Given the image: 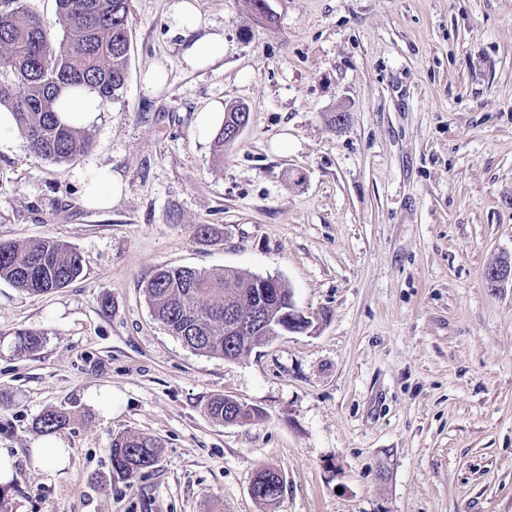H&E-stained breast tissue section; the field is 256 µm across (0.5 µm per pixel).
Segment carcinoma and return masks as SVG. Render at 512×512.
Returning a JSON list of instances; mask_svg holds the SVG:
<instances>
[{
    "instance_id": "1",
    "label": "carcinoma",
    "mask_w": 512,
    "mask_h": 512,
    "mask_svg": "<svg viewBox=\"0 0 512 512\" xmlns=\"http://www.w3.org/2000/svg\"><path fill=\"white\" fill-rule=\"evenodd\" d=\"M56 24L63 29L57 40L49 24L24 7L23 0H0V108L13 112L17 128L31 153L51 163L70 161L89 151L84 131L62 123L56 101L65 86H84L104 105L126 81L130 51L131 0H56ZM256 18L271 24L275 16L267 0H245ZM249 121V108L232 104L224 124L214 136L215 155L234 143L239 129ZM82 272L81 255L57 240H34L23 246L0 243V280L33 295L65 287ZM151 312L167 332L191 351L226 358L237 355L224 339V318L252 311L261 298L262 312L272 328L286 324L285 313L293 300L283 283L266 297L257 288V276L234 269L202 272L192 268L156 269L145 286ZM17 346L39 351L42 333L20 329ZM215 420L245 423L257 410L216 397L208 404ZM69 421L64 411L48 410L38 419L39 428L52 433ZM109 480L127 481L153 467L159 456L156 440L147 434L125 431L112 439ZM283 477L274 468L253 477V498L269 504L280 497Z\"/></svg>"
}]
</instances>
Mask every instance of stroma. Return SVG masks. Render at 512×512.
Returning <instances> with one entry per match:
<instances>
[{
  "label": "stroma",
  "mask_w": 512,
  "mask_h": 512,
  "mask_svg": "<svg viewBox=\"0 0 512 512\" xmlns=\"http://www.w3.org/2000/svg\"><path fill=\"white\" fill-rule=\"evenodd\" d=\"M169 4L132 0L127 80L88 153L42 161L21 136L0 153V242L83 259L48 294L0 280V448L16 459L0 512H512V285L485 279L512 256V0H268L270 24L199 0L224 31L204 72L181 65ZM214 100L250 109L220 158L194 127ZM101 166L126 183L107 211L82 201ZM164 265L279 278L312 326L235 361L197 354L146 301ZM19 329L43 333L37 353ZM101 387L111 410L88 396ZM218 395L257 416L213 420ZM49 410L70 414L57 473L30 452ZM123 431L160 455L110 484ZM269 466L271 511L249 490Z\"/></svg>",
  "instance_id": "stroma-1"
}]
</instances>
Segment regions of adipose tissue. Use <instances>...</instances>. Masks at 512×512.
<instances>
[{
    "label": "adipose tissue",
    "mask_w": 512,
    "mask_h": 512,
    "mask_svg": "<svg viewBox=\"0 0 512 512\" xmlns=\"http://www.w3.org/2000/svg\"><path fill=\"white\" fill-rule=\"evenodd\" d=\"M168 17L172 28L182 36L181 59L186 68L204 71L224 57V33L214 29L204 17L198 0H171ZM58 116L64 123L90 125L99 108L95 95L86 89H63ZM126 184L111 167L91 171L87 177L84 204L94 210H106L124 196Z\"/></svg>",
    "instance_id": "ef3b65f1"
}]
</instances>
